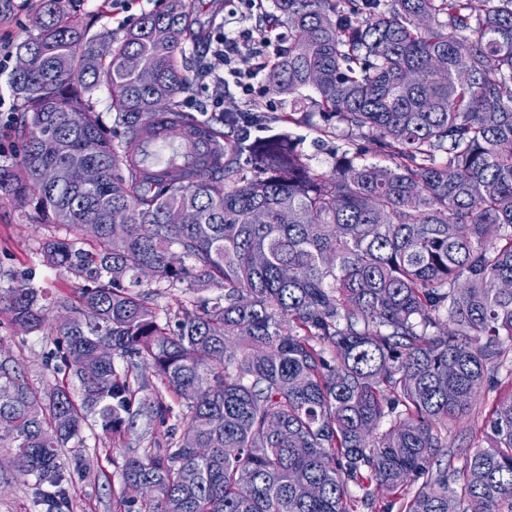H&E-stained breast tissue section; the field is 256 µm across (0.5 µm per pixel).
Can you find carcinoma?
<instances>
[{
	"mask_svg": "<svg viewBox=\"0 0 512 512\" xmlns=\"http://www.w3.org/2000/svg\"><path fill=\"white\" fill-rule=\"evenodd\" d=\"M60 3L44 0L17 48L31 129L20 169L0 168V191L50 223L98 226L91 251L43 246L86 277L72 317L48 323L36 288L3 297L12 324L59 337L54 369L75 368L83 387L79 401L62 384L43 392L0 360V447L31 479L32 507L69 508L63 448L97 407L114 438L138 414L167 429L164 447L131 449L112 494L136 512H357L374 508L373 483L399 512H512V369L495 379L512 341V289L499 287L512 283V0H273L267 18L287 37L266 82L290 100L283 121H298L310 88L322 135L343 124L386 157L338 151L330 174L282 134L196 170L143 172L149 121L213 138L225 123L181 110L190 3L143 14L106 57ZM130 55L142 72L125 69ZM102 86L108 130L83 98ZM61 142L101 169L97 185L43 181ZM115 207L129 215L119 234ZM172 208L185 223L165 222ZM145 265L156 287L197 293L192 309L160 317L138 291ZM141 366L180 415L160 392L136 399ZM486 387L498 395L485 443L457 466L445 433Z\"/></svg>",
	"mask_w": 512,
	"mask_h": 512,
	"instance_id": "obj_1",
	"label": "carcinoma"
}]
</instances>
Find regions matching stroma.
Segmentation results:
<instances>
[{
  "label": "stroma",
  "instance_id": "obj_1",
  "mask_svg": "<svg viewBox=\"0 0 512 512\" xmlns=\"http://www.w3.org/2000/svg\"><path fill=\"white\" fill-rule=\"evenodd\" d=\"M164 0H62V9L84 18L90 28L89 36L106 32L113 39H121L128 26L142 14L159 10ZM43 0H29L27 7H19L16 0H0V35L8 36L13 44H20L33 33V20L41 11ZM195 29L215 38L225 15L240 11V0H193ZM205 47L187 46L185 62L192 79V89L183 97V108L198 119L211 115L210 81L202 75ZM17 65L16 57L0 62V98L12 111L10 120L0 119V166L19 167L30 111L23 99L15 94L12 80ZM265 110L261 127L251 130L252 137H264L285 132L305 154L310 165L318 170L330 169L337 146L343 138L317 141L314 128L322 118L317 109H309L300 122L288 124L279 117L288 110V100L272 93L261 98ZM62 226L50 225L46 216L34 203L20 202L0 192V289L21 285L47 288L54 297L76 299L85 281L78 274L61 271L47 264L42 248L47 238L65 236ZM54 347L52 336L45 332H26L10 325L6 314L0 312V356L19 365L29 381L39 389L56 384L58 377L46 365V356ZM147 428L145 418L135 420V426L126 439H115L104 430L96 414H89L78 439L65 450L66 457L82 459L83 475L74 476L69 485L72 512H117L112 498L113 489L121 485V468L128 455V445L136 441Z\"/></svg>",
  "mask_w": 512,
  "mask_h": 512
}]
</instances>
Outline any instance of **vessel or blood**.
Segmentation results:
<instances>
[{
    "label": "vessel or blood",
    "instance_id": "vessel-or-blood-1",
    "mask_svg": "<svg viewBox=\"0 0 512 512\" xmlns=\"http://www.w3.org/2000/svg\"><path fill=\"white\" fill-rule=\"evenodd\" d=\"M216 147L214 140L204 139L195 145L179 146L171 143L164 126L152 123L141 142V156L145 168L160 173L166 167L176 165L182 168L199 166L203 156Z\"/></svg>",
    "mask_w": 512,
    "mask_h": 512
}]
</instances>
